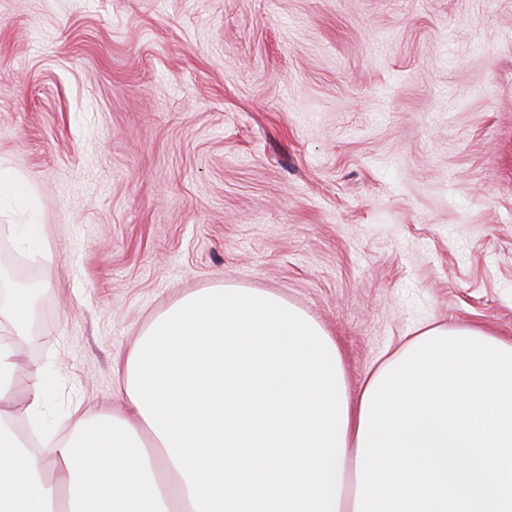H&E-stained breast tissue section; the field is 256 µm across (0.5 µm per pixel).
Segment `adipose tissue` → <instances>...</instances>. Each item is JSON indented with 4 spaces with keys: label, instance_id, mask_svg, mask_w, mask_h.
<instances>
[{
    "label": "adipose tissue",
    "instance_id": "obj_1",
    "mask_svg": "<svg viewBox=\"0 0 512 512\" xmlns=\"http://www.w3.org/2000/svg\"><path fill=\"white\" fill-rule=\"evenodd\" d=\"M30 306L23 291L0 302V403ZM118 372L122 406L76 404L60 431L45 422L43 370L0 406V512H354L362 404L335 339L283 297L232 284L185 295Z\"/></svg>",
    "mask_w": 512,
    "mask_h": 512
}]
</instances>
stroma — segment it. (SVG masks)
Instances as JSON below:
<instances>
[{
    "label": "stroma",
    "mask_w": 512,
    "mask_h": 512,
    "mask_svg": "<svg viewBox=\"0 0 512 512\" xmlns=\"http://www.w3.org/2000/svg\"><path fill=\"white\" fill-rule=\"evenodd\" d=\"M0 166L52 240L0 233L52 425L224 283L319 320L352 397L420 325L512 337V0H0ZM25 233L18 240L25 247H38L37 249L43 253L50 251V241L46 235L44 224H26Z\"/></svg>",
    "instance_id": "1"
}]
</instances>
